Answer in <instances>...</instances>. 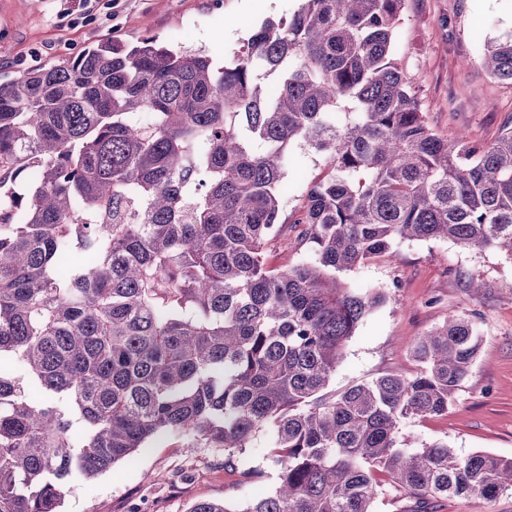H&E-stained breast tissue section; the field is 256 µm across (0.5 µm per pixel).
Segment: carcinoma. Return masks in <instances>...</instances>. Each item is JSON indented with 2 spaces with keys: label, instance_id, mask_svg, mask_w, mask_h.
<instances>
[{
  "label": "carcinoma",
  "instance_id": "obj_1",
  "mask_svg": "<svg viewBox=\"0 0 512 512\" xmlns=\"http://www.w3.org/2000/svg\"><path fill=\"white\" fill-rule=\"evenodd\" d=\"M404 2L299 0L227 64L102 39L0 82V512H62L71 478L173 432L226 465L273 435L270 492L190 512H374L377 472L402 512L512 491V458L400 440L471 372L469 318L420 338L414 374L328 392L387 301L342 273L396 240L512 256V123L488 145L433 131L392 58ZM481 62L512 82V35ZM297 143L328 166L289 220L314 257L270 268Z\"/></svg>",
  "mask_w": 512,
  "mask_h": 512
}]
</instances>
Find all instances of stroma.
Instances as JSON below:
<instances>
[{"mask_svg":"<svg viewBox=\"0 0 512 512\" xmlns=\"http://www.w3.org/2000/svg\"><path fill=\"white\" fill-rule=\"evenodd\" d=\"M298 0H122L87 21L60 18L58 0H0V80L14 71L72 59L94 41L133 42L156 35L218 59L238 52L251 29L285 19ZM512 34V0H405L393 58L410 79L430 126L441 136L466 132L493 143L512 121V83L491 78L480 64L488 40ZM324 160L292 148L284 184V214L300 207ZM494 281L474 297L471 278ZM358 291L385 289L387 301L357 328L329 388L341 391L381 375L415 373L412 349L449 315L472 319L482 337L476 363L442 415L411 420L401 437L419 447L444 441L456 455L488 452L512 457V256L468 250L443 239L395 241L343 275ZM269 437H258L226 467L211 448L187 449L163 434L132 461L92 481L74 480L64 512H188L198 500L244 504L273 489L277 469Z\"/></svg>","mask_w":512,"mask_h":512,"instance_id":"35a3bbf8","label":"stroma"}]
</instances>
